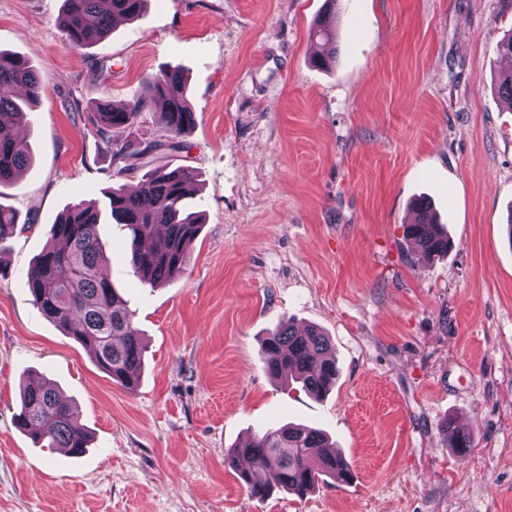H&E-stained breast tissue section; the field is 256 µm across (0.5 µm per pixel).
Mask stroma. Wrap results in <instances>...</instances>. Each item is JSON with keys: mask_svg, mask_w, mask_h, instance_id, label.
I'll list each match as a JSON object with an SVG mask.
<instances>
[{"mask_svg": "<svg viewBox=\"0 0 512 512\" xmlns=\"http://www.w3.org/2000/svg\"><path fill=\"white\" fill-rule=\"evenodd\" d=\"M64 0H0V50L28 58L41 97L21 133L33 160L0 245V512H512V106L497 49L512 0H150L102 44L70 50ZM176 69L194 112L182 148L151 150L146 108L117 142L184 166L204 223L185 272L140 288L118 225L105 273L146 344L130 390L33 305L29 266L65 207L135 188L90 119ZM429 198L452 241L428 259L404 227ZM316 325L338 378L322 400L272 380L263 339ZM74 402L80 459L15 423L28 377ZM471 435L441 443L444 420ZM323 430L354 473L297 496L250 494L231 448L268 427Z\"/></svg>", "mask_w": 512, "mask_h": 512, "instance_id": "1", "label": "stroma"}]
</instances>
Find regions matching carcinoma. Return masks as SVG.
Wrapping results in <instances>:
<instances>
[{
	"mask_svg": "<svg viewBox=\"0 0 512 512\" xmlns=\"http://www.w3.org/2000/svg\"><path fill=\"white\" fill-rule=\"evenodd\" d=\"M147 2L110 0L105 7L102 0H64L60 27L65 46L81 49L103 43L112 30L113 17L135 19ZM317 36L327 44L318 56V64L326 66L336 55L329 25H322ZM39 91L40 80L30 61L0 51V197L29 165L28 144L19 129L25 102L37 101ZM150 104L159 106L162 135L144 151L126 142L112 152L113 159L124 162L121 173L136 171V160L147 150L182 147L180 138L194 122L186 83L179 72L165 71L146 81L145 96L122 109L109 101L96 104L92 119L109 148L115 145L112 133L131 129ZM196 180L188 168L157 167L142 175L136 192L121 186L106 194L112 221L124 228L129 264L140 284L153 287L186 269L188 246L202 226L201 215L185 204ZM415 213V221L405 226L406 239L427 257L448 253L451 243L431 203L417 202ZM101 216L102 209L94 201L68 205L52 224L49 242L28 270L27 280L33 305L88 349L114 382L132 389L139 380L144 346L133 314L102 276L108 256L98 231ZM18 224V212L0 203V243L13 236ZM262 349L273 378H290L315 397L327 394L336 384V360L329 339L314 326L298 330L292 323L283 324L263 340ZM17 424L35 441L65 448L73 458L88 448L87 432L74 408L46 381L32 379L23 386ZM440 433L448 448L459 453L473 448L472 437L451 421L440 427ZM229 457L233 462L245 457L263 472V481L247 483L251 495L258 498L274 487L302 495L322 476L344 483L352 478L347 463L331 449L325 435L304 425L270 427L246 446L231 449Z\"/></svg>",
	"mask_w": 512,
	"mask_h": 512,
	"instance_id": "carcinoma-1",
	"label": "carcinoma"
}]
</instances>
